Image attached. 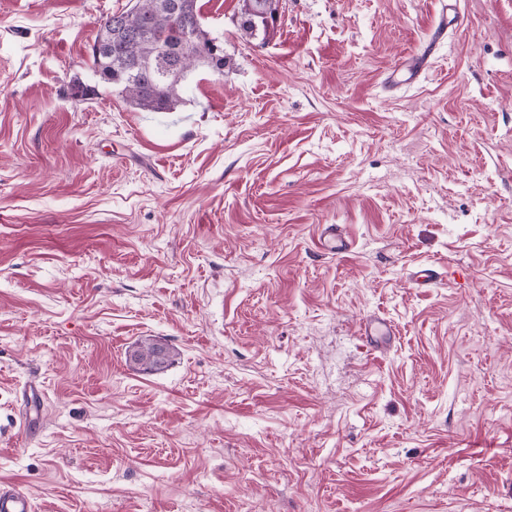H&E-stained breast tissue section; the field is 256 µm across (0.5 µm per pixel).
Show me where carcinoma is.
Listing matches in <instances>:
<instances>
[{"mask_svg": "<svg viewBox=\"0 0 512 512\" xmlns=\"http://www.w3.org/2000/svg\"><path fill=\"white\" fill-rule=\"evenodd\" d=\"M179 11L168 13L159 0H128L127 6L113 12L101 25L92 48V65L100 78L112 85L132 108L144 112H170L181 102L182 81L197 66L224 73V52L212 50L214 38L203 28L197 0H177ZM273 0H241L239 27L252 39H265L268 26L260 13L273 11ZM119 18L113 26L112 19ZM194 33L198 54L194 61L182 57L175 61L168 76L160 78L154 67L141 63L154 57L155 46L171 51L180 45L185 25ZM176 352L168 344L147 339L132 347L128 359L146 373L162 371Z\"/></svg>", "mask_w": 512, "mask_h": 512, "instance_id": "cac0c4a2", "label": "carcinoma"}]
</instances>
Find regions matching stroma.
Segmentation results:
<instances>
[{
    "label": "stroma",
    "mask_w": 512,
    "mask_h": 512,
    "mask_svg": "<svg viewBox=\"0 0 512 512\" xmlns=\"http://www.w3.org/2000/svg\"><path fill=\"white\" fill-rule=\"evenodd\" d=\"M127 2L0 0V480L33 512H512V0L441 35L440 0H280L262 41L198 0L227 65L170 112L91 69ZM429 55L420 54L411 56L400 63L396 64L392 70V74H405L407 78L404 80H399L402 82L412 81L414 80L421 71L427 67L428 65ZM320 248L328 253L342 254L350 250V242L338 225L329 224L323 227L318 238ZM176 352L168 344L147 339L132 347L128 359L135 367L146 373L162 371L174 360Z\"/></svg>",
    "instance_id": "stroma-1"
}]
</instances>
